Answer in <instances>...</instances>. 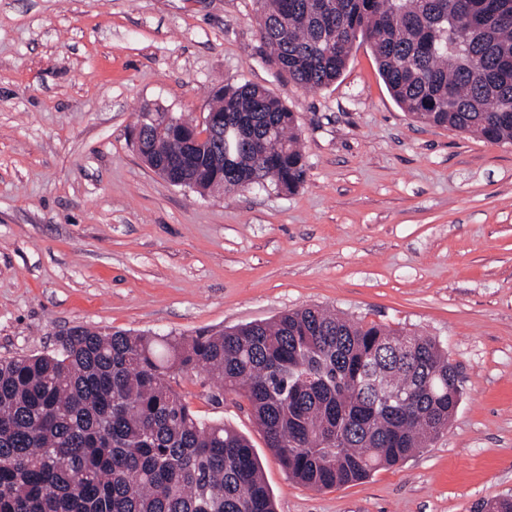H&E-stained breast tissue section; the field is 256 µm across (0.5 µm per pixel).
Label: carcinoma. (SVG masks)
Masks as SVG:
<instances>
[{"instance_id":"1","label":"carcinoma","mask_w":512,"mask_h":512,"mask_svg":"<svg viewBox=\"0 0 512 512\" xmlns=\"http://www.w3.org/2000/svg\"><path fill=\"white\" fill-rule=\"evenodd\" d=\"M269 62L301 88L342 75L367 43L394 99L425 124L512 143V0H257ZM160 107L137 113L140 156L181 160L200 192L305 179L295 112L269 90L222 87L185 147ZM48 353L0 360V512H276L250 440L198 418L178 391L205 371L247 402L299 483L331 489L412 457L462 397L434 337L318 307L213 334L77 326ZM480 512H512V496Z\"/></svg>"}]
</instances>
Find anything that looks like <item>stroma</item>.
Returning a JSON list of instances; mask_svg holds the SVG:
<instances>
[{
	"mask_svg": "<svg viewBox=\"0 0 512 512\" xmlns=\"http://www.w3.org/2000/svg\"><path fill=\"white\" fill-rule=\"evenodd\" d=\"M256 0H0V359L74 326L192 336L319 305L440 339L463 395L404 463L315 490L247 411L181 390L248 436L277 512H476L512 495V144L413 121L368 45L304 90L266 60ZM252 82L296 115L284 194L176 187L134 147L157 105L203 120Z\"/></svg>",
	"mask_w": 512,
	"mask_h": 512,
	"instance_id": "stroma-1",
	"label": "stroma"
}]
</instances>
